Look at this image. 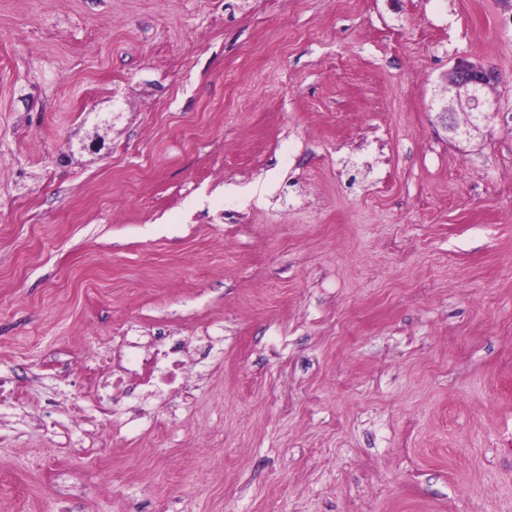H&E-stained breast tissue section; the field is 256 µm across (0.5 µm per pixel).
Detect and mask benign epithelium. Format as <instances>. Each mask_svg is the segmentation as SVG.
<instances>
[{
	"instance_id": "obj_1",
	"label": "benign epithelium",
	"mask_w": 512,
	"mask_h": 512,
	"mask_svg": "<svg viewBox=\"0 0 512 512\" xmlns=\"http://www.w3.org/2000/svg\"><path fill=\"white\" fill-rule=\"evenodd\" d=\"M496 79L497 75L491 68L471 61L464 55L455 58L444 78L442 89L444 103L438 113V117L449 131L466 136L477 131L475 127H461L451 121L455 107L463 101L470 103L477 100L480 92Z\"/></svg>"
}]
</instances>
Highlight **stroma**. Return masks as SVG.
<instances>
[{
    "instance_id": "35a3bbf8",
    "label": "stroma",
    "mask_w": 512,
    "mask_h": 512,
    "mask_svg": "<svg viewBox=\"0 0 512 512\" xmlns=\"http://www.w3.org/2000/svg\"><path fill=\"white\" fill-rule=\"evenodd\" d=\"M509 15L0 0V512H512ZM117 330L186 391L116 435L71 404ZM496 79L497 75L491 68L471 61L464 55L455 58L444 78L442 89L444 103L438 113V117L449 131L455 135L466 136L479 131L476 127H460L452 121L455 107L461 104L463 99L467 103L476 101L481 96L480 92ZM448 119H451L449 123Z\"/></svg>"
}]
</instances>
